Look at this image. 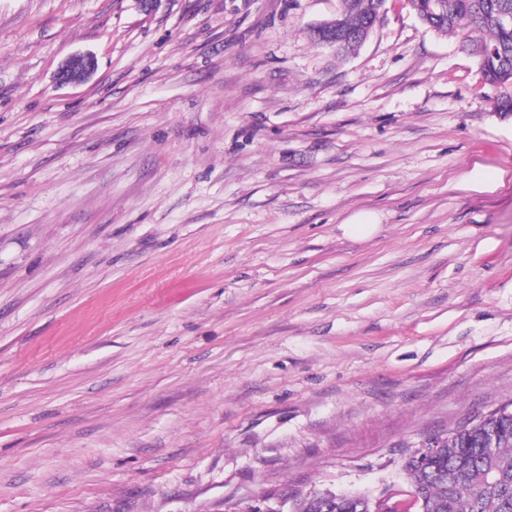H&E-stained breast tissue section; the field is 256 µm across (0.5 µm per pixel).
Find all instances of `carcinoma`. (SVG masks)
<instances>
[{"mask_svg":"<svg viewBox=\"0 0 512 512\" xmlns=\"http://www.w3.org/2000/svg\"><path fill=\"white\" fill-rule=\"evenodd\" d=\"M386 0H343V30L332 48L339 54L363 44L362 31L374 24ZM440 14L414 11L427 29L456 41L478 57L482 80L502 89L496 110L512 113V0H444ZM498 431L491 452L479 447L486 426ZM436 465L428 472L410 455L407 483L423 496V512H512V409L473 419L440 441Z\"/></svg>","mask_w":512,"mask_h":512,"instance_id":"carcinoma-1","label":"carcinoma"}]
</instances>
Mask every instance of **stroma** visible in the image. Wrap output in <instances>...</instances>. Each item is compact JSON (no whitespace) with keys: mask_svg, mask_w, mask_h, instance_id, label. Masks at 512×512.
<instances>
[{"mask_svg":"<svg viewBox=\"0 0 512 512\" xmlns=\"http://www.w3.org/2000/svg\"><path fill=\"white\" fill-rule=\"evenodd\" d=\"M338 7L0 0V512L376 496L512 401V114L405 0L317 45ZM96 61L88 52L71 54L57 71L56 79L61 85L77 83L88 79L94 72Z\"/></svg>","mask_w":512,"mask_h":512,"instance_id":"stroma-1","label":"stroma"}]
</instances>
